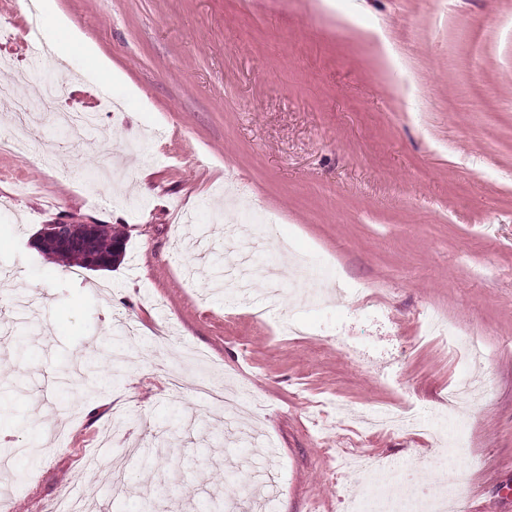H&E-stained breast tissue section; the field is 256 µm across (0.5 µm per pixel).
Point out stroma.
I'll return each mask as SVG.
<instances>
[{
  "mask_svg": "<svg viewBox=\"0 0 512 512\" xmlns=\"http://www.w3.org/2000/svg\"><path fill=\"white\" fill-rule=\"evenodd\" d=\"M1 23L15 96L66 79L65 106L96 118L76 144L59 124L17 125L0 99V126L26 144L0 148L15 512L64 486L93 512H223L225 479L252 480L245 454L281 474L276 512H357L388 464L393 497L429 494L450 465L469 512H512V0H54L41 58L13 0ZM269 220L284 247L263 259L287 278L306 256V287L339 279L345 293L298 308L283 292L264 323L225 306V225L256 238ZM70 223L125 237L123 261L74 277L34 248L44 225ZM432 313L447 337H422ZM291 318L304 335L281 334ZM189 353L203 365L184 366ZM209 368L266 446L239 444L236 415L208 414L191 385ZM170 370L187 389L170 390ZM380 406L420 429L369 428ZM73 410L43 457L39 421ZM113 423L141 439L126 482L157 485L151 497L114 498L86 467V453L118 452L101 439Z\"/></svg>",
  "mask_w": 512,
  "mask_h": 512,
  "instance_id": "35a3bbf8",
  "label": "stroma"
}]
</instances>
